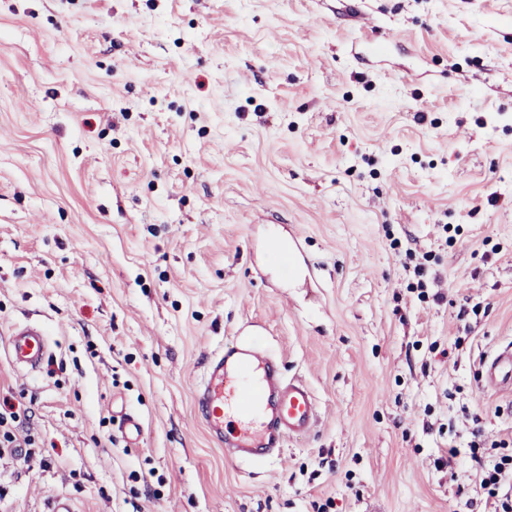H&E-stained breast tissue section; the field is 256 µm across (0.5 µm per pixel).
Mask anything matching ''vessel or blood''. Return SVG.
Instances as JSON below:
<instances>
[{
  "instance_id": "1",
  "label": "vessel or blood",
  "mask_w": 512,
  "mask_h": 512,
  "mask_svg": "<svg viewBox=\"0 0 512 512\" xmlns=\"http://www.w3.org/2000/svg\"><path fill=\"white\" fill-rule=\"evenodd\" d=\"M11 365L31 373L48 352L41 326H14L7 338ZM481 387L512 390V341L500 344L480 362ZM198 417L210 438L235 461L260 460L282 448L290 437L310 433L317 420L311 388L281 375L257 336L238 337L213 351L206 370L194 387Z\"/></svg>"
}]
</instances>
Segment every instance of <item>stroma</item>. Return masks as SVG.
<instances>
[{
  "instance_id": "1",
  "label": "stroma",
  "mask_w": 512,
  "mask_h": 512,
  "mask_svg": "<svg viewBox=\"0 0 512 512\" xmlns=\"http://www.w3.org/2000/svg\"><path fill=\"white\" fill-rule=\"evenodd\" d=\"M28 321L0 399L45 459L0 455V512H490L512 0H0V347ZM246 334L318 421L232 462L194 386ZM7 342L11 365L24 373L38 370L49 352L47 335L38 325L14 326L8 333Z\"/></svg>"
}]
</instances>
